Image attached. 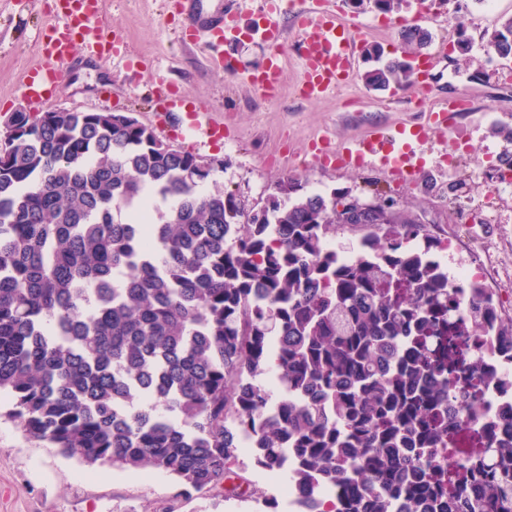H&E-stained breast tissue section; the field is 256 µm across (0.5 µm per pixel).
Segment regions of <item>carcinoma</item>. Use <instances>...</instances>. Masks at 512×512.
<instances>
[{"mask_svg": "<svg viewBox=\"0 0 512 512\" xmlns=\"http://www.w3.org/2000/svg\"><path fill=\"white\" fill-rule=\"evenodd\" d=\"M399 37L419 54L431 33ZM487 51L512 57V17ZM406 59L366 69L408 83ZM125 112H14L0 141V417L87 465L156 469L182 494L248 498L285 473L321 512H512V442L472 457L482 394L467 337L489 288L448 282L397 212L342 261L331 199L292 179L263 206ZM263 221H258V212ZM274 372L281 390L265 381Z\"/></svg>", "mask_w": 512, "mask_h": 512, "instance_id": "cac0c4a2", "label": "carcinoma"}]
</instances>
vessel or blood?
<instances>
[{
	"mask_svg": "<svg viewBox=\"0 0 512 512\" xmlns=\"http://www.w3.org/2000/svg\"><path fill=\"white\" fill-rule=\"evenodd\" d=\"M105 0H57L58 22L41 48L46 61L39 71L43 83L61 77L71 65L75 51L87 56L104 54L120 57L123 44L119 26L106 27L99 18ZM181 36L193 41L207 39L218 46L237 34L235 15L224 0H183ZM255 33L273 48L267 63L249 77L250 84L262 92L271 91L281 72L278 48L283 33L276 22L259 17ZM357 27L324 9L319 0L304 8L296 22V43L304 67L307 94L319 96L327 89L349 82L355 66ZM396 137L373 130L361 140L344 145L337 158L346 164L376 163L401 177H417L418 163L396 146Z\"/></svg>",
	"mask_w": 512,
	"mask_h": 512,
	"instance_id": "obj_1",
	"label": "vessel or blood"
}]
</instances>
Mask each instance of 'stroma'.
<instances>
[{"label":"stroma","mask_w":512,"mask_h":512,"mask_svg":"<svg viewBox=\"0 0 512 512\" xmlns=\"http://www.w3.org/2000/svg\"><path fill=\"white\" fill-rule=\"evenodd\" d=\"M324 6L360 25L362 46L380 47L385 58L402 57L398 33L418 25L437 42L469 38L473 61L464 63L452 51L436 54L424 76L401 88L370 91L356 75L341 89L310 99L300 91L303 71L296 53L300 0H288L287 9L274 14L267 0H241V32L224 45L237 68L233 76L213 64L204 42L179 38L180 20L170 0H106L100 20L123 27L128 59L121 64L109 57L76 58L47 93L44 107L129 112L149 127L155 113H172L169 128L157 129V137L203 159H223L224 169L215 175L218 187L248 207L285 179L327 197L388 194L450 242L442 264L454 265L476 251L486 254L487 284L503 313L512 315V184H499L500 175L512 170V61L484 49L488 36L512 16V0H405L393 14L355 13L344 0H325ZM268 13L284 33L283 67L270 96L254 89L248 77L271 47L245 32L254 18ZM54 14V0H0V123L12 112L32 109L26 77L43 63L40 46ZM459 15L471 17V24L457 25ZM162 81L180 96L179 105L159 95ZM451 99L464 102L453 125L431 127V113ZM197 122L222 127L223 138L192 135ZM374 127L427 128L428 141L416 147L423 160L417 178L396 179L370 167H327L316 159L317 147L337 148ZM244 476L257 488L252 498L227 500L213 492L184 498L164 472L87 466L0 420V512H264L269 498L277 500L279 512H288L281 490L286 475L249 467Z\"/></svg>","instance_id":"obj_1"}]
</instances>
